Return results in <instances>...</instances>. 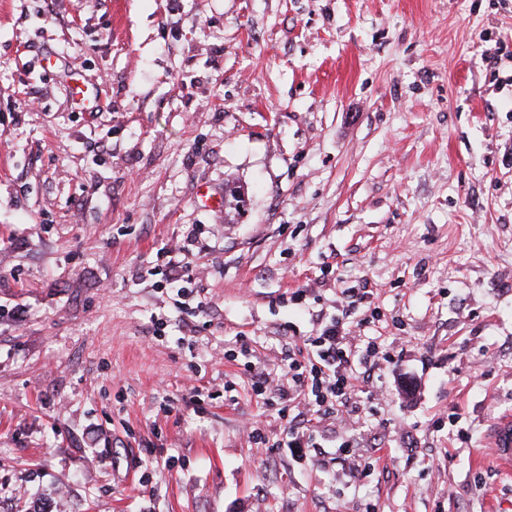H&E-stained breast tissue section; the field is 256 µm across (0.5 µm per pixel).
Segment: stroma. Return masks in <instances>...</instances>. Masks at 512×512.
Wrapping results in <instances>:
<instances>
[{
  "instance_id": "stroma-1",
  "label": "stroma",
  "mask_w": 512,
  "mask_h": 512,
  "mask_svg": "<svg viewBox=\"0 0 512 512\" xmlns=\"http://www.w3.org/2000/svg\"><path fill=\"white\" fill-rule=\"evenodd\" d=\"M510 33L512 0H0V512H512ZM356 278L395 364L301 460L226 353L281 370ZM163 249H164V252L166 253V255L168 257H170V259L168 261V265H169L168 272L166 274L165 273H162V274L165 275V281H166L167 285L171 286L174 283L180 281L181 278L185 276V274L179 273L178 268H180V269L183 268L182 265H180V264L182 263V261L184 259L180 260V258L183 255L185 258L186 252L188 250L186 249L185 245H181L179 242L166 244L165 247H163ZM495 459L507 473H512V416L501 417L491 430Z\"/></svg>"
}]
</instances>
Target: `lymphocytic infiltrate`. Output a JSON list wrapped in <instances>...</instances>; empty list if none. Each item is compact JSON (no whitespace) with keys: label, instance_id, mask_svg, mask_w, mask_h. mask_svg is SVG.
Masks as SVG:
<instances>
[{"label":"lymphocytic infiltrate","instance_id":"1","mask_svg":"<svg viewBox=\"0 0 512 512\" xmlns=\"http://www.w3.org/2000/svg\"><path fill=\"white\" fill-rule=\"evenodd\" d=\"M363 297L360 284L343 288L341 314L320 323L313 335L304 337L299 357L289 358L284 375L252 372L253 395L265 401L274 393L283 397L300 394L309 412L319 419L343 418L358 391L362 373L381 368L391 360L376 338L356 345L346 332V322L356 318Z\"/></svg>","mask_w":512,"mask_h":512}]
</instances>
